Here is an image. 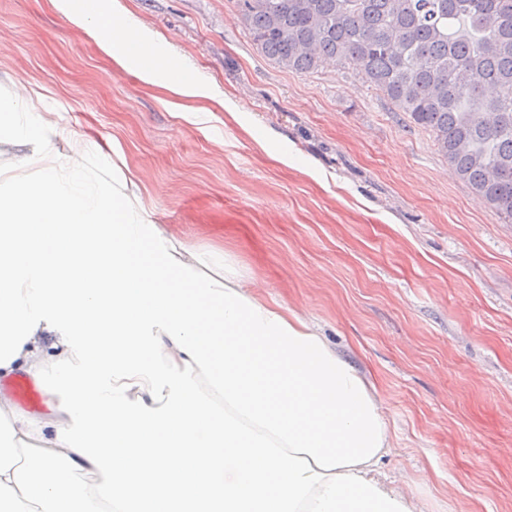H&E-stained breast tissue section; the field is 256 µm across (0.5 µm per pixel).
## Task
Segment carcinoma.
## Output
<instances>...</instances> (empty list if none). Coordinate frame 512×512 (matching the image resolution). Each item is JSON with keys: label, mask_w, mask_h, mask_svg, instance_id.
Instances as JSON below:
<instances>
[{"label": "carcinoma", "mask_w": 512, "mask_h": 512, "mask_svg": "<svg viewBox=\"0 0 512 512\" xmlns=\"http://www.w3.org/2000/svg\"><path fill=\"white\" fill-rule=\"evenodd\" d=\"M257 48L313 73L351 61L512 221V0H237Z\"/></svg>", "instance_id": "obj_1"}]
</instances>
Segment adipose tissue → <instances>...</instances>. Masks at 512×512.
Returning <instances> with one entry per match:
<instances>
[{
	"instance_id": "obj_1",
	"label": "adipose tissue",
	"mask_w": 512,
	"mask_h": 512,
	"mask_svg": "<svg viewBox=\"0 0 512 512\" xmlns=\"http://www.w3.org/2000/svg\"><path fill=\"white\" fill-rule=\"evenodd\" d=\"M113 68L223 103L119 0H50ZM28 94L0 100V377L45 413L0 407V512H414L375 472L391 451L372 383L224 252H198L107 181L97 137L55 146ZM11 390L8 392V395H5L4 393L1 394L2 400H6L8 402H12L16 405H32L38 401V394L37 392L31 388L26 381L23 380H16L14 381L11 386ZM35 388L40 392L41 394V405L37 408H26L22 406H13L14 409L18 411H22L29 415H40L43 412H45V405H44V394L43 391L35 386Z\"/></svg>"
}]
</instances>
